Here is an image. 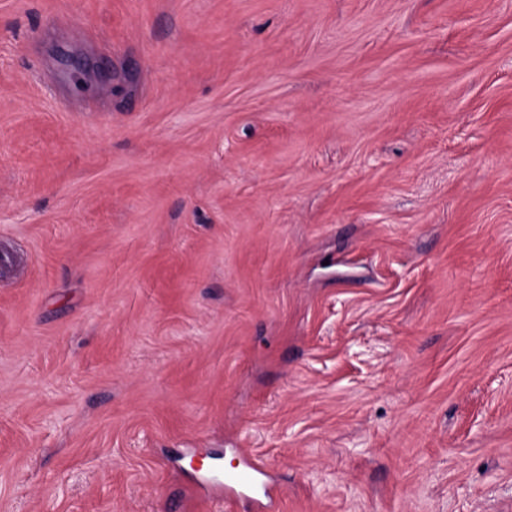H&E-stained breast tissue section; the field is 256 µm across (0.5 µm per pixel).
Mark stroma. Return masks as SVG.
Here are the masks:
<instances>
[{"label":"stroma","instance_id":"stroma-1","mask_svg":"<svg viewBox=\"0 0 512 512\" xmlns=\"http://www.w3.org/2000/svg\"><path fill=\"white\" fill-rule=\"evenodd\" d=\"M512 504V0H0V512ZM266 477L265 464L260 456L239 454V462L224 473V492L235 497H246L253 503V511H270L274 499L267 490L263 478ZM262 493V494H261Z\"/></svg>","mask_w":512,"mask_h":512}]
</instances>
